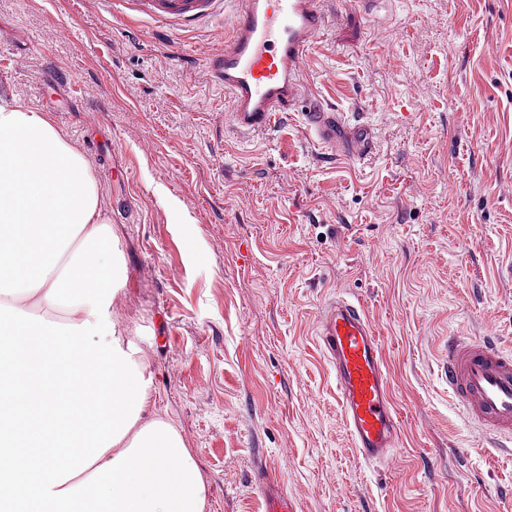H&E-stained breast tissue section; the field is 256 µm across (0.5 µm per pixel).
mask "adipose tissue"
<instances>
[{
  "mask_svg": "<svg viewBox=\"0 0 512 512\" xmlns=\"http://www.w3.org/2000/svg\"><path fill=\"white\" fill-rule=\"evenodd\" d=\"M123 285L87 160L47 114L0 105V512H205L112 312Z\"/></svg>",
  "mask_w": 512,
  "mask_h": 512,
  "instance_id": "adipose-tissue-1",
  "label": "adipose tissue"
}]
</instances>
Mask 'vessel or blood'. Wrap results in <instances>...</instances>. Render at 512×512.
<instances>
[{
  "mask_svg": "<svg viewBox=\"0 0 512 512\" xmlns=\"http://www.w3.org/2000/svg\"><path fill=\"white\" fill-rule=\"evenodd\" d=\"M233 2L232 34L221 50L194 67L223 89L234 126L247 134L270 130L289 112L300 113L313 139L337 156L371 154L370 129L350 124L309 93L303 72L310 50L328 24L324 0H134L137 12L167 18L186 29L207 26ZM320 339L336 379L351 446L365 463L390 458L400 421L392 403L381 344L359 299L339 295L320 314ZM456 403L470 419L512 443V351L498 336L449 338L440 367ZM254 482L264 512H298L276 471L258 464Z\"/></svg>",
  "mask_w": 512,
  "mask_h": 512,
  "instance_id": "1",
  "label": "vessel or blood"
}]
</instances>
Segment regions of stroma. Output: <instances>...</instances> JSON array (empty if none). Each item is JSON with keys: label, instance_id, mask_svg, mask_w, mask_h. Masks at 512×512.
<instances>
[{"label": "stroma", "instance_id": "1", "mask_svg": "<svg viewBox=\"0 0 512 512\" xmlns=\"http://www.w3.org/2000/svg\"><path fill=\"white\" fill-rule=\"evenodd\" d=\"M306 79L373 130L329 161L297 116L248 137L183 61L221 47L126 0H0V102L47 113L119 238L113 304L183 436L206 512H261L255 466L300 512H512V457L439 374L448 336L512 348V0H327ZM68 26L71 38L57 34ZM50 65L72 80L41 82ZM380 338L401 439L356 457L318 340L339 290Z\"/></svg>", "mask_w": 512, "mask_h": 512}]
</instances>
